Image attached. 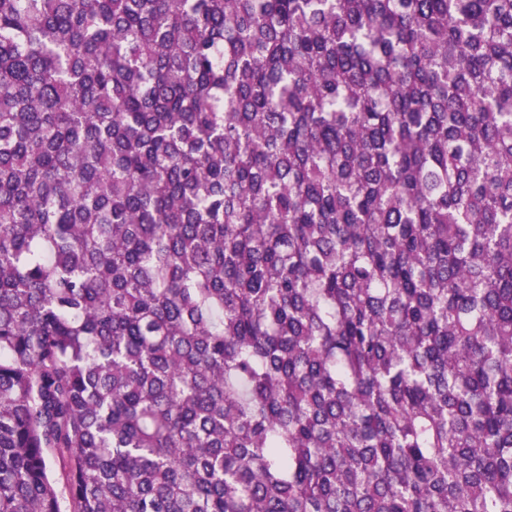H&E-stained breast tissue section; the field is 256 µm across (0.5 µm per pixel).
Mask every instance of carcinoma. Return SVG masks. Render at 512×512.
<instances>
[{"mask_svg": "<svg viewBox=\"0 0 512 512\" xmlns=\"http://www.w3.org/2000/svg\"><path fill=\"white\" fill-rule=\"evenodd\" d=\"M0 512H512V0H0Z\"/></svg>", "mask_w": 512, "mask_h": 512, "instance_id": "carcinoma-1", "label": "carcinoma"}]
</instances>
